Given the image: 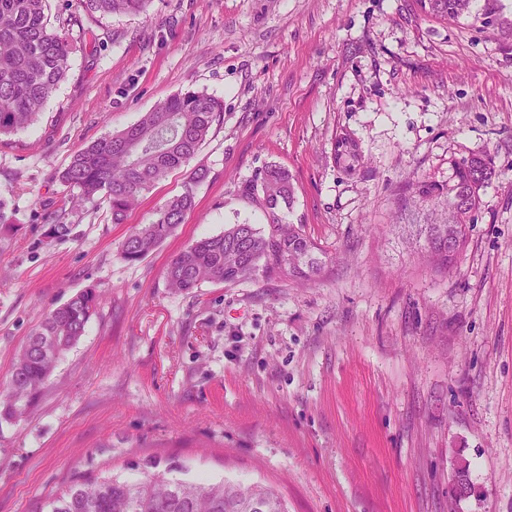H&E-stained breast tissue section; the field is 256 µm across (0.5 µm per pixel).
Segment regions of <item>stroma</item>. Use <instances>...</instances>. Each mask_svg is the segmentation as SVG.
Returning a JSON list of instances; mask_svg holds the SVG:
<instances>
[{
  "mask_svg": "<svg viewBox=\"0 0 512 512\" xmlns=\"http://www.w3.org/2000/svg\"><path fill=\"white\" fill-rule=\"evenodd\" d=\"M49 16L78 50L35 124L0 135V389L49 309L90 285L104 303L22 417L0 418V512H38L83 474L140 479L148 458L273 486L288 512H512V41L412 0H151L96 22L50 0ZM187 88L224 120L124 223L56 179ZM344 135L352 172L334 160ZM472 154L499 176L457 266L427 265L413 227L446 205L408 187ZM270 163L294 178L286 219L324 252L320 274L168 288L184 247L262 223L238 186ZM201 166L183 224L123 261ZM61 209L72 237L42 245Z\"/></svg>",
  "mask_w": 512,
  "mask_h": 512,
  "instance_id": "1",
  "label": "stroma"
}]
</instances>
